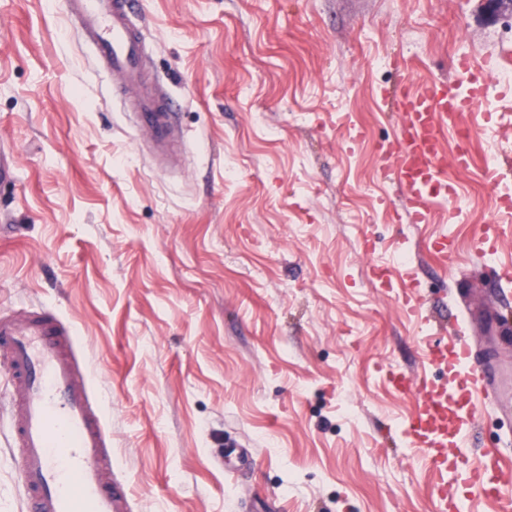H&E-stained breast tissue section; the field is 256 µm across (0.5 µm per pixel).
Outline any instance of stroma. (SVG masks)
Segmentation results:
<instances>
[{
    "label": "stroma",
    "instance_id": "obj_1",
    "mask_svg": "<svg viewBox=\"0 0 512 512\" xmlns=\"http://www.w3.org/2000/svg\"><path fill=\"white\" fill-rule=\"evenodd\" d=\"M146 72L182 100L178 167L156 164L111 72L60 0H0V314L70 322L112 432L131 512H428L436 483L400 438L413 400L386 369L421 368L454 298L512 315V83L463 113L477 131L467 207L397 222L384 179L399 127L390 93L455 77L464 55L512 69V0H141ZM504 234L468 259L480 225ZM452 258L433 254L439 234ZM372 250H364V241ZM411 268L406 313L373 266ZM456 279H449V272ZM500 408L468 453L512 430V340L497 346ZM0 367V512H26Z\"/></svg>",
    "mask_w": 512,
    "mask_h": 512
}]
</instances>
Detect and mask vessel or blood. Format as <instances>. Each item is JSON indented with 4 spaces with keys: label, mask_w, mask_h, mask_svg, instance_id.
<instances>
[{
    "label": "vessel or blood",
    "mask_w": 512,
    "mask_h": 512,
    "mask_svg": "<svg viewBox=\"0 0 512 512\" xmlns=\"http://www.w3.org/2000/svg\"><path fill=\"white\" fill-rule=\"evenodd\" d=\"M64 4L98 64L133 93L136 125L150 134L158 156L175 164V101L145 81V44L131 21L139 0ZM456 69L466 76V84L434 81L398 103L400 126L388 154L411 224L425 222L432 202L456 200L458 191L446 174L448 162L463 170L471 163L467 151L447 156L441 131H459L460 113L487 98L488 84L472 59L459 60ZM501 234L498 227L480 230L475 257L483 260L493 254ZM466 328L462 315L453 314L447 336L424 340L425 370L410 375L391 369L386 374L394 392L414 401L402 437L408 447L423 451L438 474L432 512H464L472 500H500L512 486V468L501 453L490 452L476 465L465 455L482 405L494 393ZM76 348L73 325L53 308L0 314V364L11 382L15 458L29 512H129L127 487L112 480L103 412L93 402L90 378Z\"/></svg>",
    "instance_id": "vessel-or-blood-1"
}]
</instances>
